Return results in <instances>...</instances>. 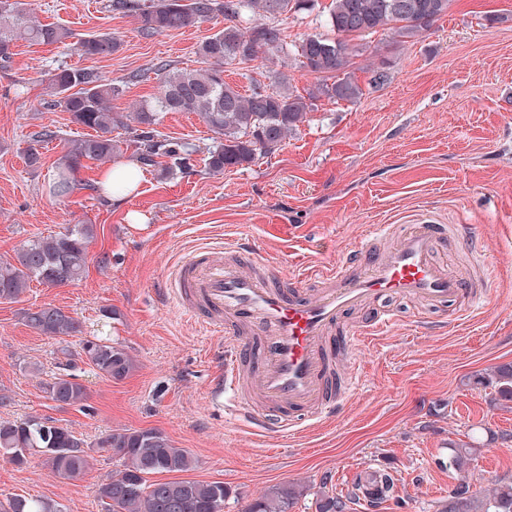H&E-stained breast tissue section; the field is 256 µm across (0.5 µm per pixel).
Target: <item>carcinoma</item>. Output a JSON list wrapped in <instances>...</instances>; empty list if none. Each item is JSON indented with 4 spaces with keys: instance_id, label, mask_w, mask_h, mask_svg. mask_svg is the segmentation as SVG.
Here are the masks:
<instances>
[{
    "instance_id": "cac0c4a2",
    "label": "carcinoma",
    "mask_w": 512,
    "mask_h": 512,
    "mask_svg": "<svg viewBox=\"0 0 512 512\" xmlns=\"http://www.w3.org/2000/svg\"><path fill=\"white\" fill-rule=\"evenodd\" d=\"M312 0H111L116 12L133 13L144 38L178 31L195 24L224 23L206 36L197 48L200 67L180 70L160 63L153 69L161 94L134 107L131 114L115 112L111 102L119 88L86 69L58 67L46 74L50 104L71 115L73 122L94 134L67 143L48 180L50 196L69 197L79 185L76 174L86 160H111L119 152L112 132L133 121L156 125L167 112L199 115L219 135L209 150L207 167L213 176L230 168H243L256 156L272 154L295 133L313 106L327 97L337 102H356L364 95L355 78L356 58L380 55V48L364 40L381 30L401 43L428 30L448 14L452 0H331L326 25L328 37L309 34L297 42L283 37L275 19L301 11ZM259 13L267 21L249 22ZM60 45L80 56H108L120 41L109 32L79 36L57 24H42L22 7L20 0H0V61L8 62L18 41ZM273 53L294 58L319 77L307 95L290 88L288 75L278 73L272 85L259 81L242 93L224 80V66L253 62ZM137 160L146 166L166 157L169 173L188 170L192 151L183 143L161 138L150 131L138 134ZM94 235L91 224H77L66 232L23 243L12 255H0V302H15L30 283L48 288L74 284L88 267V243ZM23 321L34 332L49 337L83 333L81 322L51 304L29 308ZM81 351L97 374L122 380L136 368L135 358L119 342L98 336L80 340ZM467 383L489 390V402L512 410V362L500 363L488 372L467 377ZM46 398L59 407H85L86 387L73 375L55 376L42 383ZM480 443L472 441L449 446L448 468L457 483L448 492L441 512H512V478L502 479L483 491L473 488L469 467ZM109 448L121 460V469L100 484L99 498L106 512H224L229 489L222 482L181 478L197 467L196 458L173 445L169 436L156 428H116L89 443L67 427L39 416L0 421V455L15 465L39 454L57 477L75 480L97 461L95 454ZM167 474V479L153 476ZM303 496L295 483L282 484L253 499L245 512H291ZM316 512H346L348 499L325 491L317 495ZM0 512H61L59 505L42 498L13 497L0 502Z\"/></svg>"
}]
</instances>
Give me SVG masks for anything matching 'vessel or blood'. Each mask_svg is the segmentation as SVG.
<instances>
[{
	"label": "vessel or blood",
	"mask_w": 512,
	"mask_h": 512,
	"mask_svg": "<svg viewBox=\"0 0 512 512\" xmlns=\"http://www.w3.org/2000/svg\"><path fill=\"white\" fill-rule=\"evenodd\" d=\"M467 224H381L372 243L336 267L304 280L274 275L244 244L203 245L173 265L162 290L186 316L224 343L216 385L233 393L236 412L264 433L290 434L303 422L335 419L355 390L356 372L339 375L338 356L396 320L380 300L405 298L432 310L468 306L489 294V268L469 273L435 259L469 238Z\"/></svg>",
	"instance_id": "b4317fda"
}]
</instances>
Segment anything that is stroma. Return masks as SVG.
<instances>
[{"mask_svg":"<svg viewBox=\"0 0 512 512\" xmlns=\"http://www.w3.org/2000/svg\"><path fill=\"white\" fill-rule=\"evenodd\" d=\"M25 2L42 23L109 32L121 46L108 57H82L21 41L0 65V255L67 226L94 227L81 281L57 288L34 282L19 301L0 303V391L9 397L0 419L45 416L90 442L118 427L161 429L196 457L192 478L230 488L224 512H244L289 482L304 488L292 512H315L319 490L349 495L370 462L395 478L378 512H439L456 483L449 444L470 442L479 429L512 432V411L490 407L486 390L466 382L512 361V0H453L430 31L403 44L386 31L373 35L390 61L388 81L373 86L370 70H356L359 101L318 99L279 150L246 168L210 175L205 159L214 133L196 114L166 113L156 129L193 149L191 169L169 175L163 164L145 167L137 193L120 204L90 189L100 161L86 162L77 174L81 186L68 198L48 195L65 141L89 130L48 106L44 75L61 64L95 70L121 87L112 105L125 112L159 95L156 64L198 68L197 47L211 26L145 39L135 17L112 13L109 0ZM329 3L316 0L313 9L280 17L287 39L324 32ZM283 66L298 92L318 82L297 61L285 65L271 54L226 66L224 78L244 89ZM45 129L54 138L35 143ZM33 146L40 153L34 167L27 162ZM419 212L472 225L496 271L479 309L430 334L418 325L423 308L386 300L399 320L349 356L361 382L335 422L289 437L257 433L232 417L224 397L210 390L224 346L163 297L159 284L169 267L200 243L243 239L273 270L293 277L310 265L342 262L374 225L405 224ZM132 213L143 223H130ZM44 304L70 312L86 332L121 342L136 371L107 380L82 355L79 337L31 330L21 312ZM107 308L114 318L104 317ZM60 374L86 386L87 409L46 398L42 382ZM118 468L107 449L77 480L56 477L38 455L22 466L0 457V501L44 498L63 512H104L98 486ZM510 476L512 442L485 441L469 471L474 487Z\"/></svg>","mask_w":512,"mask_h":512,"instance_id":"1","label":"stroma"}]
</instances>
